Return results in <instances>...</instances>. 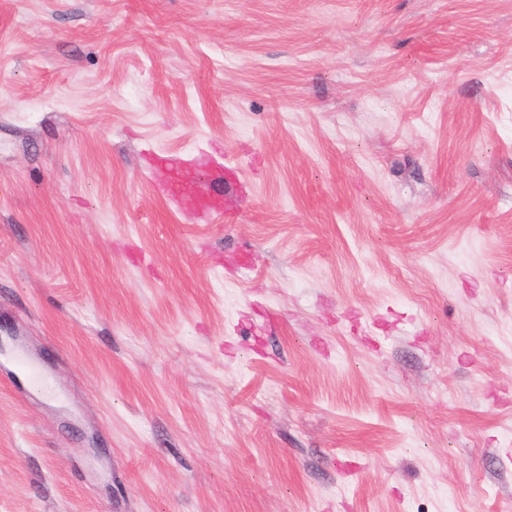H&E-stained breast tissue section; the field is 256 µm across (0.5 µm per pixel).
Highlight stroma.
I'll list each match as a JSON object with an SVG mask.
<instances>
[{"mask_svg":"<svg viewBox=\"0 0 512 512\" xmlns=\"http://www.w3.org/2000/svg\"><path fill=\"white\" fill-rule=\"evenodd\" d=\"M508 507L512 0H0V512Z\"/></svg>","mask_w":512,"mask_h":512,"instance_id":"obj_1","label":"stroma"}]
</instances>
